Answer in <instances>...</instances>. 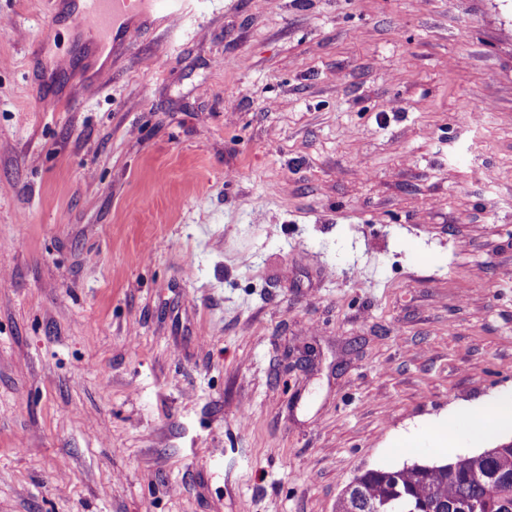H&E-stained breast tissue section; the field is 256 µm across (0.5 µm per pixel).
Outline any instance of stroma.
<instances>
[{
	"mask_svg": "<svg viewBox=\"0 0 512 512\" xmlns=\"http://www.w3.org/2000/svg\"><path fill=\"white\" fill-rule=\"evenodd\" d=\"M131 21L92 94L69 0H0V512H335L504 439L434 444L512 396V0Z\"/></svg>",
	"mask_w": 512,
	"mask_h": 512,
	"instance_id": "stroma-1",
	"label": "stroma"
}]
</instances>
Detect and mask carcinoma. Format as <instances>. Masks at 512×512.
Instances as JSON below:
<instances>
[{
  "mask_svg": "<svg viewBox=\"0 0 512 512\" xmlns=\"http://www.w3.org/2000/svg\"><path fill=\"white\" fill-rule=\"evenodd\" d=\"M336 512H512V439L445 464L368 470Z\"/></svg>",
  "mask_w": 512,
  "mask_h": 512,
  "instance_id": "1",
  "label": "carcinoma"
}]
</instances>
